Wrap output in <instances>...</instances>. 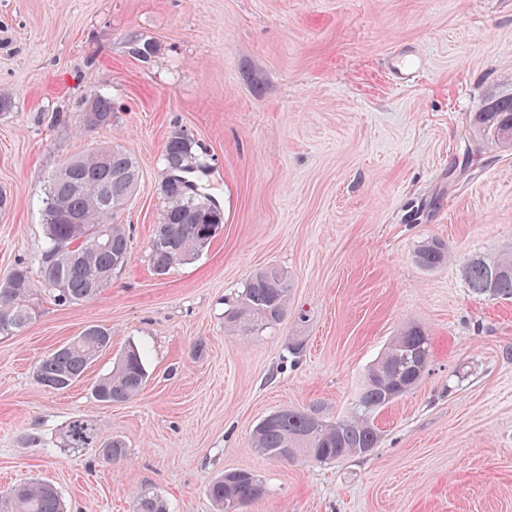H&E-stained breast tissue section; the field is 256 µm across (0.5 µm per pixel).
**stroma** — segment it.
<instances>
[{"mask_svg": "<svg viewBox=\"0 0 512 512\" xmlns=\"http://www.w3.org/2000/svg\"><path fill=\"white\" fill-rule=\"evenodd\" d=\"M149 43L151 56L133 54ZM421 70L399 79L397 58ZM512 80V0H0V278L38 267L42 200L67 158L116 145L139 165L118 213L128 264L98 297L42 298L0 337V496L54 485L68 512H136L149 489L169 512H215L206 488L251 471L264 496L244 512H512V300L469 291L463 260L512 249V148L473 155L470 117ZM107 90L112 124L76 129L81 100ZM207 166L199 193L224 213L210 246L154 274L171 131ZM444 244L448 263L416 255ZM275 265L292 286L285 319L232 335L224 317L250 275ZM431 338L429 367L380 410L379 442L340 463L274 461L254 426L286 408L346 415L366 369L405 322ZM90 324L112 346L80 381L50 391L35 364ZM300 336L299 357L288 340ZM140 394L91 388L128 346ZM93 420L126 444L65 451L64 426ZM451 258L448 248L439 242H428L417 255L418 263L427 269L437 268Z\"/></svg>", "mask_w": 512, "mask_h": 512, "instance_id": "35a3bbf8", "label": "stroma"}]
</instances>
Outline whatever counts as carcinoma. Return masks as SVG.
Listing matches in <instances>:
<instances>
[{
    "label": "carcinoma",
    "mask_w": 512,
    "mask_h": 512,
    "mask_svg": "<svg viewBox=\"0 0 512 512\" xmlns=\"http://www.w3.org/2000/svg\"><path fill=\"white\" fill-rule=\"evenodd\" d=\"M79 112L81 130L108 127L112 125V98L95 92L84 99ZM470 126L475 140L468 154L480 151L485 142L511 147L512 91L491 98L483 111L474 113ZM163 161L167 171L161 185L165 205L148 251L149 265L157 275H165L173 265L199 254L224 223L223 213L213 201L189 188L186 175L206 167V162L193 154L191 142L182 132L168 137ZM138 176L133 158L114 146L94 147L63 161L48 180L43 200L46 248L38 272L20 263L0 280L1 336L25 328L35 318L41 296L63 306L91 300L112 281V274L129 262L130 237L114 218L131 197ZM76 216L78 224L71 222ZM449 259L448 248L432 241L417 255L418 263L427 269ZM462 273L472 292L512 299V253L471 257L463 263ZM291 295L281 269L267 266L255 271L227 318V332L252 334L279 324L288 312ZM111 346L110 329L89 325L37 363L36 380L43 387L66 389ZM430 346V336L420 325H403L366 371L346 416L330 421L317 405L279 410L273 419L256 425L251 447L275 460L284 455L288 461L304 458L319 464L369 454L379 439L373 415L420 383L427 371ZM146 377L142 352L130 346L112 371L92 387V395L107 404L126 402L139 395ZM60 444L72 449L95 447L108 462L125 455L123 440L101 437L96 425L83 418L63 428ZM264 493L263 481L247 470L226 471L208 487L217 512L243 506ZM0 512H64V505L56 488L33 481L1 498ZM137 512H167V505L143 489L137 494Z\"/></svg>",
    "instance_id": "1"
}]
</instances>
